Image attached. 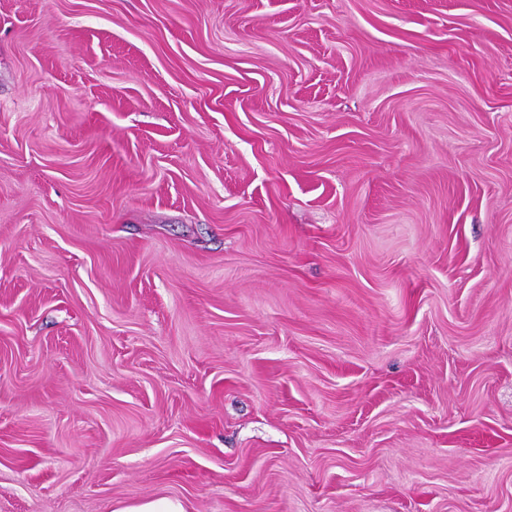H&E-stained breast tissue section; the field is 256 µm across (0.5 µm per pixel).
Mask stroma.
Listing matches in <instances>:
<instances>
[{
  "instance_id": "1",
  "label": "stroma",
  "mask_w": 512,
  "mask_h": 512,
  "mask_svg": "<svg viewBox=\"0 0 512 512\" xmlns=\"http://www.w3.org/2000/svg\"><path fill=\"white\" fill-rule=\"evenodd\" d=\"M512 512V0H0V512ZM116 512H186L183 503L170 496H159L117 509Z\"/></svg>"
}]
</instances>
